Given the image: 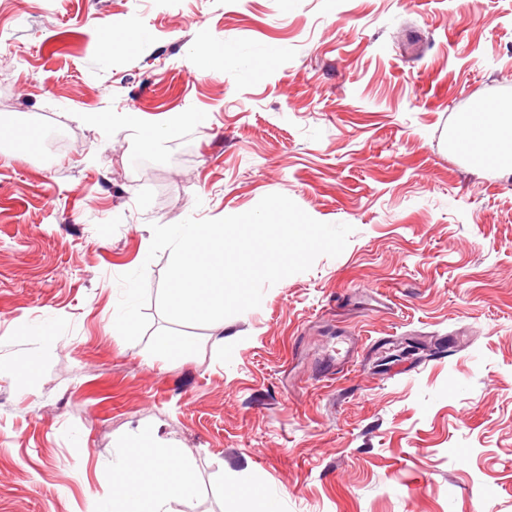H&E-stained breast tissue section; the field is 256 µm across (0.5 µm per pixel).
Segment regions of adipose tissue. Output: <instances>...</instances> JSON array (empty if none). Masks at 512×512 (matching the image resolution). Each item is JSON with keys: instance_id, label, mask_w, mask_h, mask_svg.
Returning <instances> with one entry per match:
<instances>
[{"instance_id": "adipose-tissue-1", "label": "adipose tissue", "mask_w": 512, "mask_h": 512, "mask_svg": "<svg viewBox=\"0 0 512 512\" xmlns=\"http://www.w3.org/2000/svg\"><path fill=\"white\" fill-rule=\"evenodd\" d=\"M467 136L485 158L499 160L512 155V108L470 114ZM112 501L99 505L95 512H111L112 506H128L132 512H174L173 504L192 494V484L184 464L176 462L164 448L154 449L141 459L127 449H115L112 457ZM150 475L160 490L149 502H141L142 477Z\"/></svg>"}]
</instances>
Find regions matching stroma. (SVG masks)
Masks as SVG:
<instances>
[{
  "label": "stroma",
  "mask_w": 512,
  "mask_h": 512,
  "mask_svg": "<svg viewBox=\"0 0 512 512\" xmlns=\"http://www.w3.org/2000/svg\"><path fill=\"white\" fill-rule=\"evenodd\" d=\"M487 99L512 0H0V512H91L117 448L190 463L176 512H512V166L449 145ZM271 193L343 253L167 321L152 224Z\"/></svg>",
  "instance_id": "35a3bbf8"
}]
</instances>
